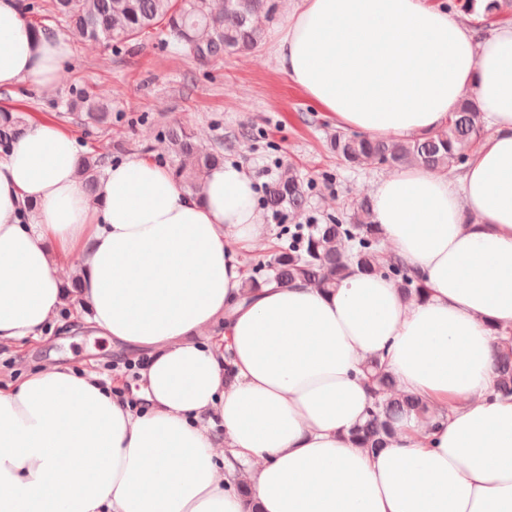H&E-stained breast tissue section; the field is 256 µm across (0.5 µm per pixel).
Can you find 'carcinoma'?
I'll return each mask as SVG.
<instances>
[{
  "mask_svg": "<svg viewBox=\"0 0 512 512\" xmlns=\"http://www.w3.org/2000/svg\"><path fill=\"white\" fill-rule=\"evenodd\" d=\"M213 0H49L48 10L86 41H104L115 48L153 35L175 50L189 53L196 61L208 63L226 54L254 52L263 41L262 19L272 12L270 0H224L214 11ZM512 0H488L487 16L507 17ZM66 115L76 125H112L108 106L94 97L76 93L65 102ZM25 119L16 112L0 110V148L8 147L25 130ZM485 135V120L474 99L465 100L448 115L442 129L422 137L372 138L338 130L329 138V150L353 169L398 167L416 164L436 173L450 174L462 169L474 147ZM170 170L181 188L202 192L204 173L224 162V143L204 144L187 126L176 124L166 132ZM112 155L85 152L76 165L89 201L97 203L98 185ZM309 186L293 167L285 168L265 190L267 208L297 216L307 211ZM288 245L280 246L258 264L245 261L251 274L245 279V295L264 284L286 286L301 280L323 291L340 285L351 268L394 280L408 297L422 298L423 280L398 255L382 246L383 234L373 220V206L367 197L355 201L340 216H330L282 230ZM497 391L512 395V346L494 357ZM366 372L373 384V402L365 420L352 432L362 448L380 450L398 423L415 418L432 428L435 414L420 398L399 392L394 378L378 362Z\"/></svg>",
  "mask_w": 512,
  "mask_h": 512,
  "instance_id": "obj_1",
  "label": "carcinoma"
}]
</instances>
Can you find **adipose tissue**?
I'll return each instance as SVG.
<instances>
[{"label": "adipose tissue", "mask_w": 512, "mask_h": 512, "mask_svg": "<svg viewBox=\"0 0 512 512\" xmlns=\"http://www.w3.org/2000/svg\"><path fill=\"white\" fill-rule=\"evenodd\" d=\"M274 54L337 127L371 137L431 133L478 101L490 132L457 177L407 166L372 191L425 298L355 269L329 293L244 298L240 251L265 226L242 167L210 168L197 197L134 155L94 204L76 138L31 123L0 154V345L42 339L72 300L150 361L135 407L91 371L0 386V512H512V396L493 392L512 342V23L481 34L437 0H299ZM69 55L0 0V90L54 87ZM74 257L73 295L57 272ZM373 359L440 417L400 423L377 453L351 438Z\"/></svg>", "instance_id": "ef3b65f1"}]
</instances>
